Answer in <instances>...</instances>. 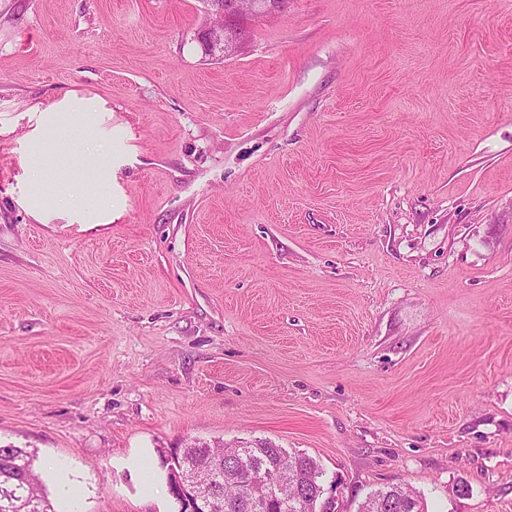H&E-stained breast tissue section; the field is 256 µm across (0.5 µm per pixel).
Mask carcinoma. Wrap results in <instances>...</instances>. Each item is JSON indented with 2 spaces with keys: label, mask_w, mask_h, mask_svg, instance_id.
I'll use <instances>...</instances> for the list:
<instances>
[{
  "label": "carcinoma",
  "mask_w": 512,
  "mask_h": 512,
  "mask_svg": "<svg viewBox=\"0 0 512 512\" xmlns=\"http://www.w3.org/2000/svg\"><path fill=\"white\" fill-rule=\"evenodd\" d=\"M188 465L201 483H211L210 464L224 461V486L222 496L224 512H251L250 505L258 500L263 512H331L328 502L322 500L324 489L320 478L322 470L312 458L292 455L283 448H274L263 442L251 447V454L242 457L239 447L190 445L183 448ZM27 464L24 491L17 490L11 471L5 461ZM36 453L15 445H0V495L14 493L17 512H55L48 495L41 489L35 471ZM278 470L284 477L282 495L278 499L265 496L257 473ZM360 512H423L418 499L405 488L392 486L368 498Z\"/></svg>",
  "instance_id": "cac0c4a2"
}]
</instances>
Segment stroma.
<instances>
[{"mask_svg":"<svg viewBox=\"0 0 512 512\" xmlns=\"http://www.w3.org/2000/svg\"><path fill=\"white\" fill-rule=\"evenodd\" d=\"M207 19L0 0V443L67 512H179L164 454L258 440L335 512H512V0H287L220 59ZM45 133L111 223L31 214ZM418 499L405 488L392 486L368 498L360 512H423Z\"/></svg>","mask_w":512,"mask_h":512,"instance_id":"1","label":"stroma"}]
</instances>
